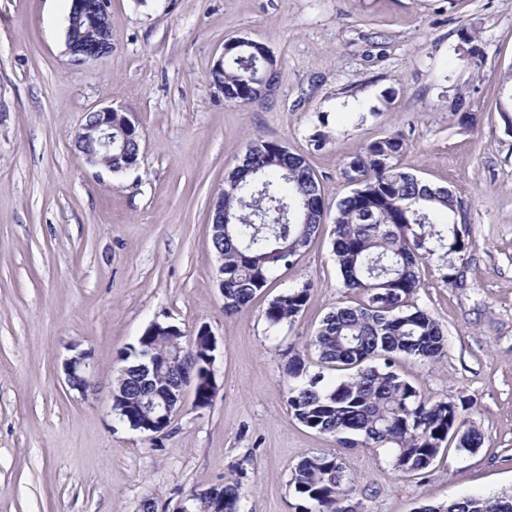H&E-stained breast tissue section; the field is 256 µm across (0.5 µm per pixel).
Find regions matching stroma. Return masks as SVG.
Instances as JSON below:
<instances>
[{"label":"stroma","mask_w":512,"mask_h":512,"mask_svg":"<svg viewBox=\"0 0 512 512\" xmlns=\"http://www.w3.org/2000/svg\"><path fill=\"white\" fill-rule=\"evenodd\" d=\"M69 5L0 0V512H138L147 499L176 512L228 477L242 512H296L290 480L311 452L341 458L361 512L512 494V129L499 112L512 101V0H111L112 52L84 66L65 52ZM234 38L264 44L279 72L247 104L209 79ZM108 106L140 134L137 168L118 176L73 146ZM397 132L402 165L453 191L474 241L463 286L422 266L416 303L446 357H401L396 371L430 401L468 400L484 440L422 476L299 423L284 375L286 348L346 300L332 253L343 163ZM257 137L305 157L325 217L298 261L228 315L209 208ZM306 283L304 311L271 341L269 301ZM156 321L204 324L218 341L212 404L185 402L158 438L109 399L119 353ZM78 351L94 362L88 397L62 369Z\"/></svg>","instance_id":"obj_1"}]
</instances>
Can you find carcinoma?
Returning a JSON list of instances; mask_svg holds the SVG:
<instances>
[{"instance_id": "carcinoma-1", "label": "carcinoma", "mask_w": 512, "mask_h": 512, "mask_svg": "<svg viewBox=\"0 0 512 512\" xmlns=\"http://www.w3.org/2000/svg\"><path fill=\"white\" fill-rule=\"evenodd\" d=\"M224 83V98L237 103L254 100L264 82H277L275 61L264 62L243 45H227L224 73H210ZM249 167L225 179L224 211L233 223L224 229V312L248 305L280 267L293 264L319 231L325 214L320 185L306 159L280 143L257 139ZM406 144L400 135L367 143L344 163L350 195L336 205L333 253L341 286L358 295L354 305L328 312L307 347L317 363L300 351L288 350V407L301 424L330 436L344 447H362L390 454L392 467L423 475L446 450L481 447V431L464 418L465 401L430 403L395 370L400 356L435 362L448 350L439 323L414 304L421 288L420 264L442 261V278H458L459 259L473 247L469 230L456 216L458 198L400 164ZM310 297V285L286 288L271 299L264 316L269 338L278 339L292 325ZM154 352L165 358L157 381L140 373L139 345L120 355L126 371L114 379L116 400L131 403L138 420L141 402L165 394L158 386L175 364L184 383L195 386L203 406L215 393L202 383V358L175 356L165 330L149 337ZM291 484L303 512H351L352 481L334 454L306 455L297 463ZM241 483L227 479L221 487L194 498L198 512H212L213 496L224 501L222 512H241ZM419 512H512V496H462L444 506L425 505Z\"/></svg>"}]
</instances>
